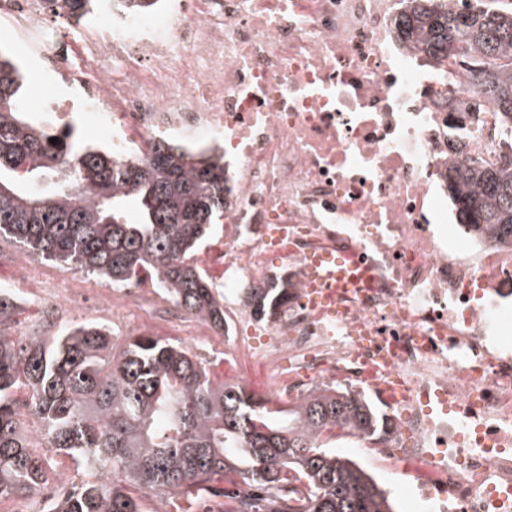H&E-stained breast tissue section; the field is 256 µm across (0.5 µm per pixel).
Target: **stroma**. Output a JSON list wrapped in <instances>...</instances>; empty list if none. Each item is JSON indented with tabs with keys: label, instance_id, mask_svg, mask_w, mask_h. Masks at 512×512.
Here are the masks:
<instances>
[{
	"label": "stroma",
	"instance_id": "stroma-1",
	"mask_svg": "<svg viewBox=\"0 0 512 512\" xmlns=\"http://www.w3.org/2000/svg\"><path fill=\"white\" fill-rule=\"evenodd\" d=\"M0 49L20 65L25 76L19 107L27 119L54 123L49 104L65 91L49 74L32 79L37 63L23 43L15 37L8 21L0 19ZM12 290L16 310L12 333L39 336L47 331L81 322L107 325L113 332L115 349H122L134 336L147 334L188 346L204 362L214 381H224V364L230 353L224 350V334L217 331L206 341L193 336L195 318L161 319L164 302L154 288H147L139 307L131 312H113L112 287L104 280L83 274L58 263L28 254L14 241L0 240V289ZM142 512H223L228 500L206 493L190 498L183 494L162 495L151 489L138 494Z\"/></svg>",
	"mask_w": 512,
	"mask_h": 512
}]
</instances>
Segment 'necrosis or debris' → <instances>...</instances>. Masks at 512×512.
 Here are the masks:
<instances>
[{
  "label": "necrosis or debris",
  "mask_w": 512,
  "mask_h": 512,
  "mask_svg": "<svg viewBox=\"0 0 512 512\" xmlns=\"http://www.w3.org/2000/svg\"><path fill=\"white\" fill-rule=\"evenodd\" d=\"M400 0H160L149 19L114 0L109 19L59 32L45 0H0L82 113L123 156L164 134L224 151V339L245 383L303 400L331 383L369 393L391 426L364 458L409 477L408 512H512V242L454 223L449 167L498 146L500 116L455 133L449 99L475 83L430 71L394 30ZM371 268L367 288L312 303V257ZM290 281L268 321L245 288L269 257ZM264 336L254 345L253 336Z\"/></svg>",
  "instance_id": "4bbe7bcc"
}]
</instances>
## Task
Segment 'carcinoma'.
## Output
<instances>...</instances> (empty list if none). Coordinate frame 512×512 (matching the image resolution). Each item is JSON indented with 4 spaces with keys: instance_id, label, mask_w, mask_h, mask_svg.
Instances as JSON below:
<instances>
[{
    "instance_id": "1",
    "label": "carcinoma",
    "mask_w": 512,
    "mask_h": 512,
    "mask_svg": "<svg viewBox=\"0 0 512 512\" xmlns=\"http://www.w3.org/2000/svg\"><path fill=\"white\" fill-rule=\"evenodd\" d=\"M404 0L398 37L432 66L457 57L483 100L457 109L453 127L488 101L512 130V2ZM96 0H48L51 15L81 21ZM19 68L0 54V237L31 254L125 286L148 276L187 313L224 328L215 282L193 261L224 221L222 158L164 138L132 159L24 118ZM57 138L51 144V138ZM462 223L512 241V165L469 160L448 169ZM135 202L139 221L124 219ZM288 299L274 283L251 296L265 316ZM13 297L0 290V501L28 498L73 459L79 483L45 512H141L136 491L161 494L238 476L255 488H305L299 505L273 494L247 512H393L388 493L336 455L342 436L389 428L366 398L329 388L284 410L238 385L213 381L185 346L137 336L121 352L108 327L80 323L44 336L8 333Z\"/></svg>"
}]
</instances>
